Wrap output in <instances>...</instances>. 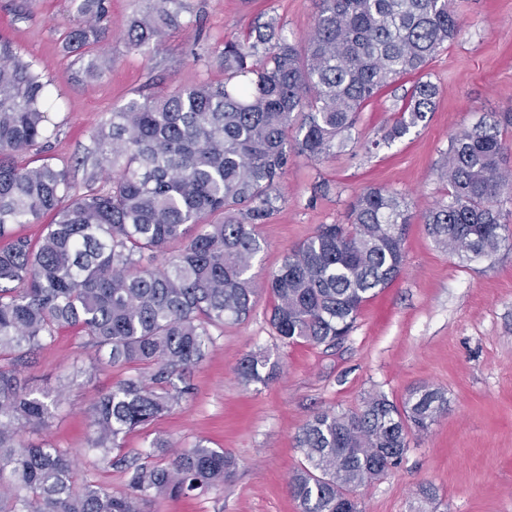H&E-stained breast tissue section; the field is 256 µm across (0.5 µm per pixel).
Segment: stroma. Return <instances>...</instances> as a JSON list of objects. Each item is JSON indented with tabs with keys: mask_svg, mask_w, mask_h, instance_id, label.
Returning a JSON list of instances; mask_svg holds the SVG:
<instances>
[{
	"mask_svg": "<svg viewBox=\"0 0 512 512\" xmlns=\"http://www.w3.org/2000/svg\"><path fill=\"white\" fill-rule=\"evenodd\" d=\"M21 2L0 0V36L47 75L57 125L47 154L79 186L90 171L81 162L90 133L106 113L132 98L222 82L226 38L273 18L289 38L302 40L318 6V0H189L180 27L158 46L134 51L123 29L146 2L111 0L109 35L90 51L114 63L89 84L82 61L64 49L79 24L74 0H36L26 9ZM450 6L462 29L427 69L438 93L426 125L381 142L413 85L405 78L359 115L358 132L378 141L377 149L289 166L278 184V209L259 228L263 249L252 269L264 281L319 225L344 223L356 194L383 187L405 195L409 205L403 273L363 306L349 336L332 348L281 341L268 322L274 299L264 290L247 319L214 330V346L187 375L189 393L180 406L126 435L121 454L144 461L159 435L180 449L203 440L234 458V474L223 487L166 498L148 512H299L288 479L303 458L296 437L305 422L321 410L357 408L372 393L398 403L424 385L446 393L448 411L428 433L410 435L398 468L358 491L361 512H512V250L464 261L435 246L423 218L446 197L438 169L451 137L512 115V0H450ZM320 183L329 192L317 191ZM251 352L279 361L281 376L265 385L241 382L235 367ZM78 368L82 382L67 392L50 426L22 438L68 450L78 481L122 491L123 469L95 462L84 448L94 403L133 368L97 367L85 336L63 327L18 373L41 392Z\"/></svg>",
	"mask_w": 512,
	"mask_h": 512,
	"instance_id": "stroma-1",
	"label": "stroma"
}]
</instances>
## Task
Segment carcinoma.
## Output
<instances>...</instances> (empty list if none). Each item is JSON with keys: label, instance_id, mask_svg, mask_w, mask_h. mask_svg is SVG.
Segmentation results:
<instances>
[{"label": "carcinoma", "instance_id": "obj_1", "mask_svg": "<svg viewBox=\"0 0 512 512\" xmlns=\"http://www.w3.org/2000/svg\"><path fill=\"white\" fill-rule=\"evenodd\" d=\"M126 31L129 49L158 45L179 26L187 0H146ZM80 24L66 47L81 51L108 34L107 0H77ZM461 21L448 0H319L310 33L294 42L272 21L224 41V83H202L147 95L112 109L91 133L92 172L78 190L66 167L18 157L55 131L48 81L39 65L0 39V237L15 224L52 214L32 244L17 237L0 248V512H143L165 498L192 497L224 486L234 459L199 441L165 464L169 440L155 438L148 460L113 456L130 432L178 407L177 381L214 343L211 329L246 318L258 291L252 275L262 250L258 227L279 200L277 181L294 159L320 162L347 147L366 151L356 114L404 75L421 74ZM112 70V59L88 55L84 77ZM436 86L418 81L384 135L393 143L426 124ZM512 143L498 124L450 140L439 177L448 200L425 221L436 245L465 260L512 249ZM409 221L402 194L366 188L348 223L323 224L269 273L275 299L269 324L285 342L327 347L351 330L362 305L404 270ZM173 241L179 253L157 255ZM59 326L78 328L103 364L138 370L93 408L87 450L125 466L123 491L77 484L68 450L25 445L41 430L79 372L40 395L22 382L14 360L45 346ZM280 372L268 354L249 353L237 375L267 384ZM448 410L445 392L421 386L402 405L383 394L361 407L314 414L297 437L304 462L289 490L301 512H338L388 467H397L413 432L426 433Z\"/></svg>", "mask_w": 512, "mask_h": 512}]
</instances>
